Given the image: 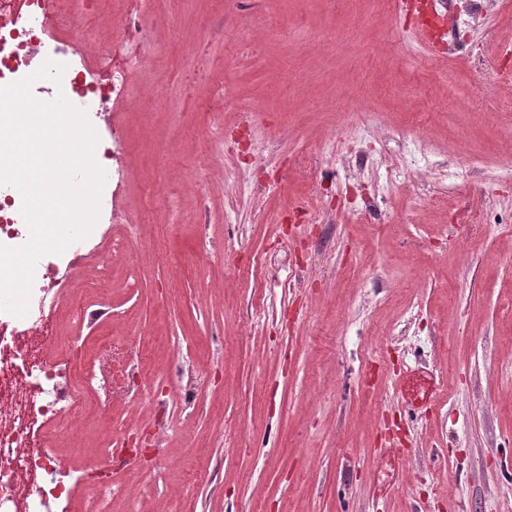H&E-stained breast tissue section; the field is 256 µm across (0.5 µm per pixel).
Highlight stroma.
Segmentation results:
<instances>
[{
    "label": "stroma",
    "mask_w": 512,
    "mask_h": 512,
    "mask_svg": "<svg viewBox=\"0 0 512 512\" xmlns=\"http://www.w3.org/2000/svg\"><path fill=\"white\" fill-rule=\"evenodd\" d=\"M416 2L85 15L104 42L136 8L153 57L110 114V280L89 246L56 288V335L111 337L120 379L80 447L60 429L70 512L108 444L110 512L512 500V5L460 7L427 47ZM417 367L448 387L412 410Z\"/></svg>",
    "instance_id": "obj_1"
}]
</instances>
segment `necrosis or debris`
Wrapping results in <instances>:
<instances>
[{
	"instance_id": "obj_1",
	"label": "necrosis or debris",
	"mask_w": 512,
	"mask_h": 512,
	"mask_svg": "<svg viewBox=\"0 0 512 512\" xmlns=\"http://www.w3.org/2000/svg\"><path fill=\"white\" fill-rule=\"evenodd\" d=\"M89 0H0V86L23 79L40 55L65 60L61 80L69 101L96 121L119 101L151 49L139 12L114 20L112 46L97 67L74 58L89 40L80 20ZM20 192L0 185V244L23 245L29 232ZM78 240L63 254L43 256L35 269L28 312L0 311V512H67L72 476L51 453V429L112 397V376L87 361L59 356L50 335L54 289L66 260L84 248Z\"/></svg>"
}]
</instances>
